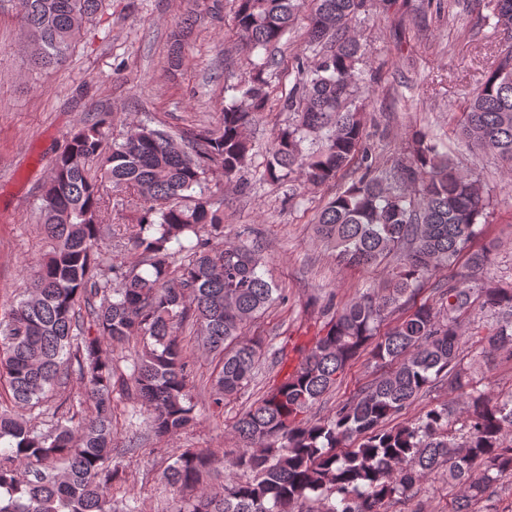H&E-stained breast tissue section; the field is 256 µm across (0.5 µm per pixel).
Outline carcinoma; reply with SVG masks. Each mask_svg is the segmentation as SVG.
<instances>
[{
	"instance_id": "1",
	"label": "carcinoma",
	"mask_w": 512,
	"mask_h": 512,
	"mask_svg": "<svg viewBox=\"0 0 512 512\" xmlns=\"http://www.w3.org/2000/svg\"><path fill=\"white\" fill-rule=\"evenodd\" d=\"M103 0H17L31 64L62 65ZM379 0H238L234 29L247 53L275 49L304 6L307 38L326 50L314 65L294 59L297 83L282 103L292 121L274 135L266 173L275 181L300 178L319 189L352 168L360 171L317 212L315 232L345 265L368 267L395 257L399 271L381 292L336 309L323 336L300 351V361L235 423L240 445L233 469L249 475L182 500L177 512H294L307 501L335 498L323 512H381L431 472L447 467L462 488L452 512H475L494 485L512 475V395L495 401L474 389L459 367L463 332L458 316L479 305L496 318L484 340L512 355V288L467 285L490 263L486 252L466 253L490 204L472 174L455 166L440 143L413 131L411 158L394 167V183L379 175L364 139V104L353 99L365 48L351 23ZM487 10L500 49L482 85L465 101L457 137L494 153L512 172V0H464ZM274 62L251 63L224 105L219 125L169 131L133 124L112 136V113L98 112L76 127L52 164L39 207L50 250L38 271L0 314V378L22 409L79 380L86 399L62 401L57 423L44 434L29 421L0 412V512H136L112 500L122 470L112 464L117 406L110 347L140 339L133 359L132 395L150 408L148 428L170 437L192 424L196 374L179 338L193 329L220 356L208 409L255 378L264 355L261 337L243 330L284 299L260 273L259 249L224 241V211L205 184L219 171L238 184L251 145L247 128L268 108L264 77ZM134 218L118 226L112 210ZM118 227L139 253L138 265H109L102 231ZM177 244V250L169 244ZM468 254L466 271L435 288L433 304H415L416 287L440 267ZM148 270L142 272L140 267ZM397 314L383 335L378 328ZM368 354L391 370L336 405L332 416L309 413L336 390L352 362ZM468 406L467 435L457 444L446 407L388 428L440 381ZM91 412H86L85 404ZM224 465L200 448H184L165 472L173 491H193Z\"/></svg>"
}]
</instances>
